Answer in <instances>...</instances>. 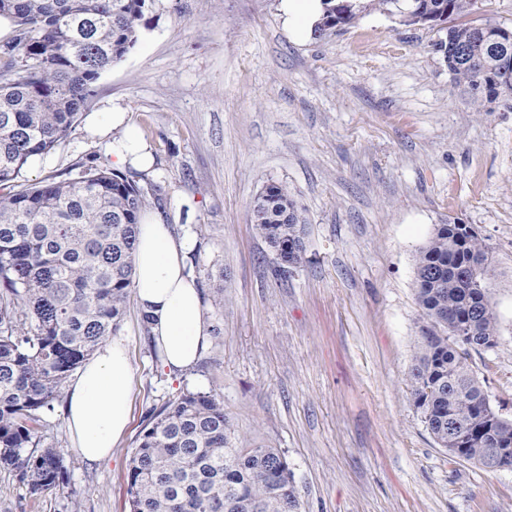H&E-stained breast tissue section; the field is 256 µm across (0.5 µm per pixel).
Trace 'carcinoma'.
Segmentation results:
<instances>
[{"label": "carcinoma", "instance_id": "carcinoma-1", "mask_svg": "<svg viewBox=\"0 0 512 512\" xmlns=\"http://www.w3.org/2000/svg\"><path fill=\"white\" fill-rule=\"evenodd\" d=\"M154 0H0L14 25L0 44V467L33 496L64 482V457L41 443L42 414L71 375L119 330L132 285L136 229L150 196L92 159L73 175L19 184L30 160L72 132L101 74L138 43ZM477 0H346L315 28L354 25L386 9L406 26L447 23L433 44L452 85L480 108L512 100V28L469 20ZM256 233L288 267L310 262L288 187L255 197ZM490 248L471 226L437 224L415 263L420 341L411 396L435 443L495 470L512 459V420L493 408L470 366L500 341L488 296ZM224 401L186 391L139 434L128 469L130 512H299L277 448H237Z\"/></svg>", "mask_w": 512, "mask_h": 512}]
</instances>
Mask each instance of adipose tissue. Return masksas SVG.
<instances>
[{
	"instance_id": "ef3b65f1",
	"label": "adipose tissue",
	"mask_w": 512,
	"mask_h": 512,
	"mask_svg": "<svg viewBox=\"0 0 512 512\" xmlns=\"http://www.w3.org/2000/svg\"><path fill=\"white\" fill-rule=\"evenodd\" d=\"M283 25L295 39H308L325 11L323 0H280ZM123 134L112 144V165L145 167L151 157L127 115H112ZM194 240L153 211L138 224L133 288L141 311L152 315L151 335L163 363L173 371L191 368L210 341L203 296L188 269ZM131 363L120 338L105 340L81 367L67 390L65 417L74 447L90 463L107 459L130 423Z\"/></svg>"
}]
</instances>
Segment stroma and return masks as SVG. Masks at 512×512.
<instances>
[{"label":"stroma","instance_id":"35a3bbf8","mask_svg":"<svg viewBox=\"0 0 512 512\" xmlns=\"http://www.w3.org/2000/svg\"><path fill=\"white\" fill-rule=\"evenodd\" d=\"M440 37L373 10L298 42L279 0H155L75 129L21 181L111 164L109 113L126 112L154 157L127 176L196 242L210 346L170 372L129 300L131 421L111 460L81 459L56 402L42 444L63 453L64 484L35 497L0 469V512H129L136 440L187 389L223 397L237 447L284 452L301 512H512V470L449 458L411 396L415 259L451 219L492 250L500 343L470 365L512 419V107L475 111L433 50ZM271 182L307 226L310 261L286 273L251 224Z\"/></svg>","mask_w":512,"mask_h":512}]
</instances>
